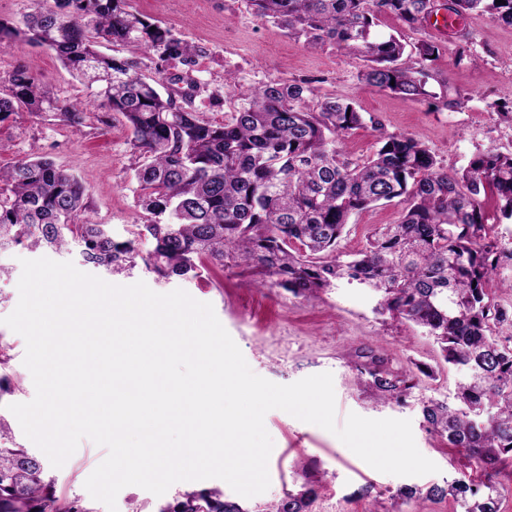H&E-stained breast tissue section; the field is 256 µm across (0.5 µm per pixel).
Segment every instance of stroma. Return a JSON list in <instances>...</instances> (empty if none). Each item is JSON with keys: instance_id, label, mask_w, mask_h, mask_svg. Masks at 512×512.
I'll use <instances>...</instances> for the list:
<instances>
[{"instance_id": "stroma-1", "label": "stroma", "mask_w": 512, "mask_h": 512, "mask_svg": "<svg viewBox=\"0 0 512 512\" xmlns=\"http://www.w3.org/2000/svg\"><path fill=\"white\" fill-rule=\"evenodd\" d=\"M129 5L198 47L193 74L198 91L193 107L210 121L223 122L235 112L241 95L283 77L307 81L313 100H349L359 111L373 115L388 133L419 137L448 171L463 170L475 155L489 149L512 154V117H503L493 108L497 101L512 103V28L494 23L489 16L468 15L450 33L430 24L413 31L393 17L379 18L377 33L400 32L409 46L422 38L442 45L443 54L432 68L430 81L433 92L446 100L438 107L367 86L364 58L332 45L304 47L286 30L256 17L247 0H129ZM23 62L33 64L43 86L56 97L84 102L86 121L77 132L48 114L16 112L0 122V168L31 155L53 160L87 187L85 220L108 225L114 239L130 237L148 217L137 205L135 155L124 117L99 109L55 52L21 41L0 48V75ZM229 73L236 78L232 88L225 84ZM214 94L224 97L223 108L210 107L209 98ZM401 210V205L388 203L354 215L340 242L341 251L364 250L374 230L397 223ZM486 212L488 240L502 253L489 292L499 304L511 308L512 219L500 217L491 201ZM40 257L81 261L75 250L66 253L23 246L1 250L0 318L18 303L22 260ZM106 280L117 285L141 280L158 293L180 288L198 301L211 303L255 374L287 385L310 375L332 373L337 424H344L352 412L373 419L410 420L419 451L439 467L438 472L423 476L378 472L332 433L273 410L264 420L274 442L266 492L241 498L219 479L178 482L159 497L128 486L117 496V512H159L178 494L202 486L239 501L244 512H266L308 479L319 484L310 512H395L394 496L400 488H423L466 474L461 450L449 447L445 438L430 431L421 414L422 400L453 401L464 372L442 360L432 338L422 329L378 314V296L373 291L343 280L304 300L283 288L260 285L254 275L237 267L210 262L197 277L161 279L138 266L107 275ZM0 345L6 354L5 363L0 364V379L18 386L16 392L0 395V426L17 446L27 448L31 442L9 410L11 404L30 401L35 395L31 374L23 364L25 341L0 325ZM364 348L387 358L392 369L410 371L419 363L431 367L433 374L418 375V386L405 402L377 403L356 369V354ZM106 454L105 448L82 440L62 468L46 467L45 477L53 482L59 498L89 502L95 512H107L103 503L92 501L84 487Z\"/></svg>"}]
</instances>
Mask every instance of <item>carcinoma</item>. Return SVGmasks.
Instances as JSON below:
<instances>
[{
    "mask_svg": "<svg viewBox=\"0 0 512 512\" xmlns=\"http://www.w3.org/2000/svg\"><path fill=\"white\" fill-rule=\"evenodd\" d=\"M436 0H248L253 13L277 23L308 46L334 45L367 61L365 83L411 102L435 99L428 66L440 56L430 40L405 59L399 33L378 35L389 15L416 30L438 13ZM21 27L0 19V47L17 40L46 46L92 90L99 108L122 115L137 154V205L155 247L142 254L137 239L117 242L103 224L80 222L88 208L85 186L43 157L0 169V250L15 246L76 247L88 266L121 273L143 262L161 278L199 276L197 261L234 266L310 299L346 280L380 296L378 311L409 321L432 336L445 362L467 379L455 402H422L427 427L465 452L481 472L425 488L399 490L402 503L448 498L460 512H501L498 475L512 463V313L488 291L497 267L486 241V200L512 219V156L477 155L460 173L439 166L413 135L384 132L353 103L324 98L308 104L304 81L273 79L241 97L223 123L177 104L197 86L199 51L171 29L127 9V0H38ZM447 12H474L512 28V0H451ZM128 48L131 55L118 54ZM178 62L184 69L167 73ZM153 68L159 78L143 70ZM0 122L21 108L53 112L78 129L85 111L52 95L34 67L24 64L0 78ZM371 123L378 148L353 161L339 140ZM403 205L401 218L371 236L364 250L343 254L337 245L350 217L377 203ZM382 403L402 402L415 387L407 372L368 356L358 365ZM0 427V512H94L62 501L42 479L41 460L9 448ZM316 489L286 492L271 512H308ZM161 512H244L219 490L186 492Z\"/></svg>",
    "mask_w": 512,
    "mask_h": 512,
    "instance_id": "cac0c4a2",
    "label": "carcinoma"
}]
</instances>
